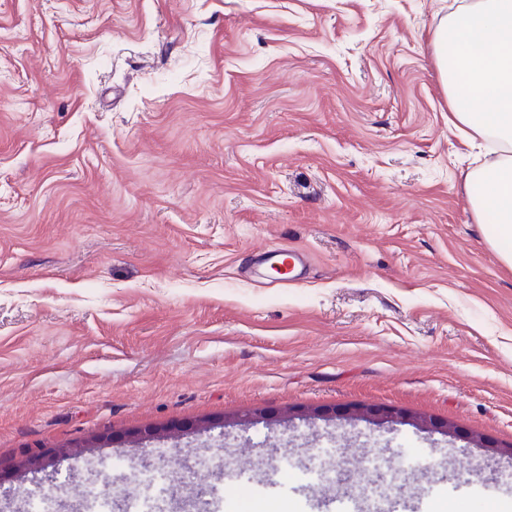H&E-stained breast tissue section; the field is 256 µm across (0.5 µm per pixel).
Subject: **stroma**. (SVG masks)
Masks as SVG:
<instances>
[{
	"instance_id": "obj_1",
	"label": "stroma",
	"mask_w": 512,
	"mask_h": 512,
	"mask_svg": "<svg viewBox=\"0 0 512 512\" xmlns=\"http://www.w3.org/2000/svg\"><path fill=\"white\" fill-rule=\"evenodd\" d=\"M467 2L0 0V512L142 495L127 474L160 447L167 491L220 512H316L303 469L367 489L372 456L417 512H512V457L284 418L387 406L512 447V270L431 45ZM266 247L307 277L254 267ZM204 419L231 426L133 436ZM104 432L95 469L56 453ZM258 257L267 265H273L279 262L288 263V274L284 280L290 279L294 272L297 263L299 262V255L296 251L286 248H277L273 250H264Z\"/></svg>"
}]
</instances>
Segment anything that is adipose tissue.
Listing matches in <instances>:
<instances>
[{
  "label": "adipose tissue",
  "mask_w": 512,
  "mask_h": 512,
  "mask_svg": "<svg viewBox=\"0 0 512 512\" xmlns=\"http://www.w3.org/2000/svg\"><path fill=\"white\" fill-rule=\"evenodd\" d=\"M450 125L497 143L469 173L466 199L488 244L512 268V0H471L433 33Z\"/></svg>",
  "instance_id": "ef3b65f1"
}]
</instances>
